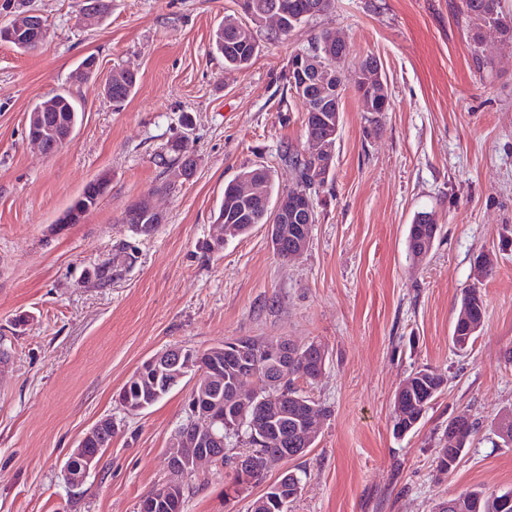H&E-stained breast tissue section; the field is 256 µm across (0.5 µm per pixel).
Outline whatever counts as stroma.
I'll return each mask as SVG.
<instances>
[{
  "label": "stroma",
  "mask_w": 512,
  "mask_h": 512,
  "mask_svg": "<svg viewBox=\"0 0 512 512\" xmlns=\"http://www.w3.org/2000/svg\"><path fill=\"white\" fill-rule=\"evenodd\" d=\"M461 0H334L326 14L279 41L252 22L260 45L247 69L225 73L211 34L238 0H112L80 19L81 0H0V27L40 13L46 41L22 51L0 41V512H136L170 477L165 451L184 422V379L138 414L116 397L148 357L178 346L203 351L237 337L320 343L325 370L303 391L326 407L319 435L297 464L302 496L291 512H437L467 488H512V446L494 424L512 414V37L485 31L473 46ZM344 38L346 90L332 170L313 194L307 250L279 257L264 226L207 251L225 186L262 164L295 183L284 152L306 145L305 112L283 74L322 31ZM96 56L87 81L77 63ZM381 63L390 108L365 111L357 61ZM137 71L115 106L100 85ZM68 91L83 120L70 141L43 152L28 137L32 105ZM189 132L196 164L159 192L158 156ZM108 189L80 223L65 211L91 181ZM151 197L155 233L134 235L126 209ZM426 212L439 227L414 260L408 227ZM137 260L108 287L94 269L119 242ZM491 259L490 275L478 267ZM485 317L472 347L456 351L453 323L465 291ZM431 367L444 393L417 428L392 430L394 395ZM478 421L456 468L437 458L448 420ZM109 417L117 432L99 469L74 490L62 462ZM233 499V472L211 465L185 483L183 512H249L281 471Z\"/></svg>",
  "instance_id": "stroma-1"
}]
</instances>
